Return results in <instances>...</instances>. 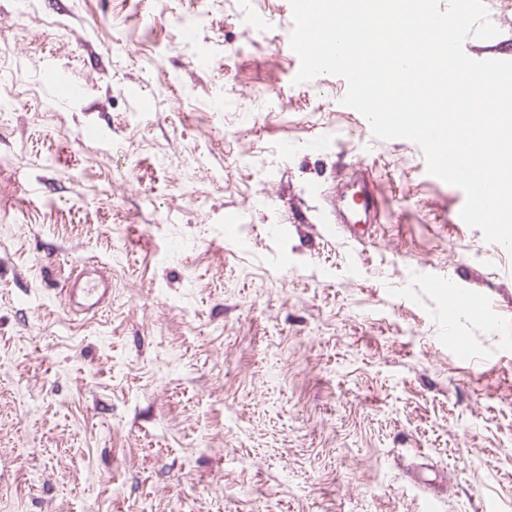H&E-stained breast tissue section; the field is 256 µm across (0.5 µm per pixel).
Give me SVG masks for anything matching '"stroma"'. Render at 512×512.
I'll return each mask as SVG.
<instances>
[{
	"label": "stroma",
	"instance_id": "obj_1",
	"mask_svg": "<svg viewBox=\"0 0 512 512\" xmlns=\"http://www.w3.org/2000/svg\"><path fill=\"white\" fill-rule=\"evenodd\" d=\"M292 30L0 0V512H512V254L341 78L295 83ZM355 162L362 239L320 195ZM88 258L112 298L74 314ZM359 168H362L358 176L351 177V178H343L340 176V178L337 181V185L334 186V191L330 197H328V206H329V215L326 216V222L332 223V224H357L358 221H349L344 218V216L341 214L340 211L336 209V186L337 188H344L346 187L352 179H356L357 181H361L364 185V188L366 185H368L369 190L366 192V199L364 200V207L365 209L369 208L370 203L372 206V210L375 212V214L378 213V203L379 200H383L381 197V185L378 184L372 177H370V174L367 169H363V166L359 165ZM330 216H334L335 219H332Z\"/></svg>",
	"mask_w": 512,
	"mask_h": 512
}]
</instances>
